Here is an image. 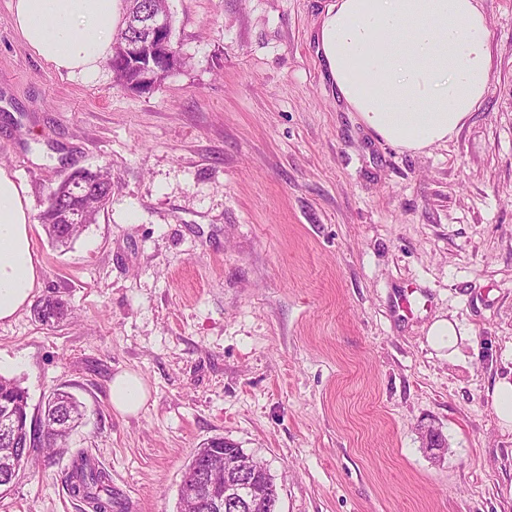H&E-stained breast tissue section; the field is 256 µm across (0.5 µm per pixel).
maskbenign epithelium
Masks as SVG:
<instances>
[{
    "instance_id": "7a95c632",
    "label": "benign epithelium",
    "mask_w": 512,
    "mask_h": 512,
    "mask_svg": "<svg viewBox=\"0 0 512 512\" xmlns=\"http://www.w3.org/2000/svg\"><path fill=\"white\" fill-rule=\"evenodd\" d=\"M171 29V14H144L137 26L142 35L130 36L116 44L112 63L137 71V86L129 90H151L179 69V51L171 42ZM95 175L96 170L79 167L67 179L86 192L94 184ZM13 425V408L5 403L0 406V437L14 439ZM250 461L251 455L226 439L224 449L213 450L197 469L198 475L182 483L181 494L208 500L212 512H241L256 504L263 512H278L279 498L268 499L255 485L258 477L266 476L267 467H254Z\"/></svg>"
}]
</instances>
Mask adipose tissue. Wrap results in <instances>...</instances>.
<instances>
[{
    "label": "adipose tissue",
    "instance_id": "ef3b65f1",
    "mask_svg": "<svg viewBox=\"0 0 512 512\" xmlns=\"http://www.w3.org/2000/svg\"><path fill=\"white\" fill-rule=\"evenodd\" d=\"M15 27L45 62L94 78L112 52L122 0H11ZM316 38L341 99L386 143L419 151L448 140L490 81L489 29L475 0H330ZM27 190L0 169V321L39 285ZM110 403L134 415L148 390L117 373Z\"/></svg>",
    "mask_w": 512,
    "mask_h": 512
}]
</instances>
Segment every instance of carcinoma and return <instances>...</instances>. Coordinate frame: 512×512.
<instances>
[{
    "instance_id": "1",
    "label": "carcinoma",
    "mask_w": 512,
    "mask_h": 512,
    "mask_svg": "<svg viewBox=\"0 0 512 512\" xmlns=\"http://www.w3.org/2000/svg\"><path fill=\"white\" fill-rule=\"evenodd\" d=\"M75 194L68 180H62L53 190V200L42 211L40 219L47 236L55 243L64 245L76 238L83 230L81 226L65 223L66 211L76 205L83 209L85 221L96 222L97 215L112 196V174L104 168L93 185V190L75 199ZM38 319L49 324L53 319L62 320L63 302L51 295L40 299L35 306ZM9 399L19 405L23 411L22 419L16 422L19 441L26 447L27 453L21 455L15 469L21 470L33 461L36 449H41L45 456L53 454L57 448L70 446L71 435L82 424L85 406L73 394L59 391L45 405L43 418L37 426L32 425L27 412L28 403L24 389L16 380L0 376V399ZM62 481L72 496L83 500L91 512H132L128 499L118 497L112 486V477L85 452L74 456L70 467L62 472Z\"/></svg>"
}]
</instances>
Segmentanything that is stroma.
Segmentation results:
<instances>
[{
	"mask_svg": "<svg viewBox=\"0 0 512 512\" xmlns=\"http://www.w3.org/2000/svg\"><path fill=\"white\" fill-rule=\"evenodd\" d=\"M326 2L168 0L185 64L135 92L105 62L91 82L56 70L0 0V167L35 216L75 168L112 173L69 247L32 226L34 295L70 318L28 305L0 322V375L30 416L58 389L87 410L0 512H88L58 477L78 451L133 512H176L214 437L266 461L279 512H512V427L491 397L512 380V0H478L487 93L419 152L340 99L315 41ZM439 321L455 345L430 335ZM121 371L147 386L137 414L111 407ZM38 319L46 325H53L49 321L57 319V323L64 316V304L57 297L47 295L40 299L34 309Z\"/></svg>",
	"mask_w": 512,
	"mask_h": 512,
	"instance_id": "1",
	"label": "stroma"
}]
</instances>
